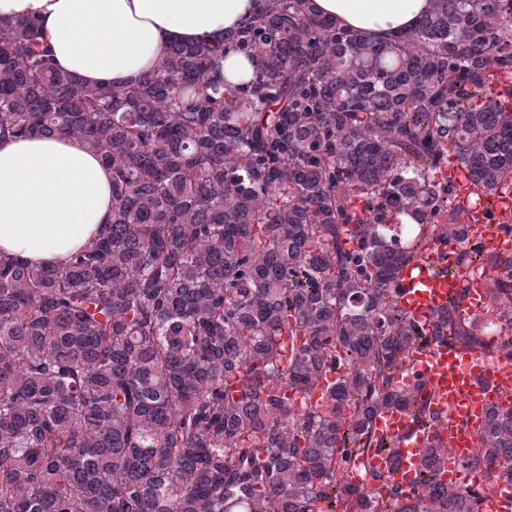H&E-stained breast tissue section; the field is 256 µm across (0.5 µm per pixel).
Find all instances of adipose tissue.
<instances>
[{"mask_svg":"<svg viewBox=\"0 0 512 512\" xmlns=\"http://www.w3.org/2000/svg\"><path fill=\"white\" fill-rule=\"evenodd\" d=\"M339 26L387 43L413 31L431 0H314ZM258 0H0V20L34 16L58 64L95 84L136 83L167 45L221 38ZM112 173L80 142L0 140V252L66 267L110 218Z\"/></svg>","mask_w":512,"mask_h":512,"instance_id":"ef3b65f1","label":"adipose tissue"}]
</instances>
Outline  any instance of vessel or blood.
<instances>
[{"label": "vessel or blood", "mask_w": 512, "mask_h": 512, "mask_svg": "<svg viewBox=\"0 0 512 512\" xmlns=\"http://www.w3.org/2000/svg\"><path fill=\"white\" fill-rule=\"evenodd\" d=\"M493 207L477 205L470 209L467 238L477 242L496 273H503L512 258V187L499 186ZM457 243L428 239L422 254L401 275L400 307L415 321L428 323L458 287L469 289L466 307L485 309L489 284L472 266L456 261ZM414 369L433 390L431 408L437 416L435 425L419 429L406 413L388 410L377 416L375 426L384 435L397 438L400 446L398 474H413L419 463V451L426 440L447 438L452 467L444 473L446 482L459 484L462 474L456 462L467 461L473 452L478 431L491 407L506 404L512 396V366H492L480 354H461L447 346H434L417 354Z\"/></svg>", "instance_id": "vessel-or-blood-1"}]
</instances>
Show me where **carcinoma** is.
I'll list each match as a JSON object with an SVG mask.
<instances>
[{"mask_svg": "<svg viewBox=\"0 0 512 512\" xmlns=\"http://www.w3.org/2000/svg\"><path fill=\"white\" fill-rule=\"evenodd\" d=\"M227 45L252 80L215 71ZM30 134L94 151L111 215L65 268L0 254V512H481L492 489L441 480L446 440L395 482L374 419L434 425L410 367L433 340L512 364V272L485 313L461 287L429 329L395 287L427 229L475 262L467 208L512 184V0H432L395 44L260 0L126 86L1 23L0 138ZM450 152L464 198L436 178ZM477 448L512 479V408ZM371 452L389 467L359 485Z\"/></svg>", "mask_w": 512, "mask_h": 512, "instance_id": "1", "label": "carcinoma"}]
</instances>
